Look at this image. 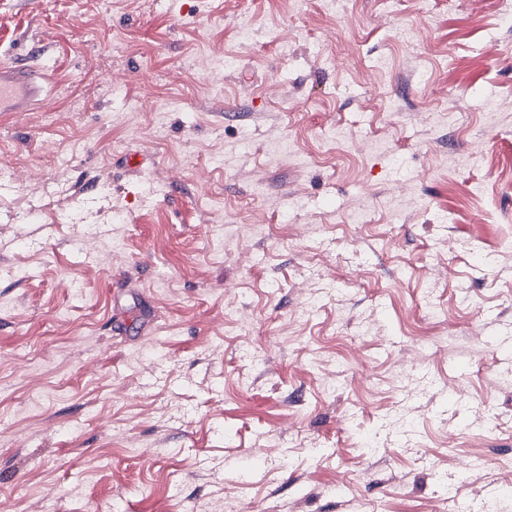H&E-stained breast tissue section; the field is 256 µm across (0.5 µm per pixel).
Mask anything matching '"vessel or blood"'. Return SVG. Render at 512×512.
Segmentation results:
<instances>
[{
	"mask_svg": "<svg viewBox=\"0 0 512 512\" xmlns=\"http://www.w3.org/2000/svg\"><path fill=\"white\" fill-rule=\"evenodd\" d=\"M40 49L0 65V112H27L49 101L48 75L39 65Z\"/></svg>",
	"mask_w": 512,
	"mask_h": 512,
	"instance_id": "b4317fda",
	"label": "vessel or blood"
}]
</instances>
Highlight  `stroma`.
Segmentation results:
<instances>
[{
	"label": "stroma",
	"mask_w": 512,
	"mask_h": 512,
	"mask_svg": "<svg viewBox=\"0 0 512 512\" xmlns=\"http://www.w3.org/2000/svg\"><path fill=\"white\" fill-rule=\"evenodd\" d=\"M512 0H0V512H512ZM42 51L33 47L27 56L0 65V112H28L49 101V76L38 63Z\"/></svg>",
	"instance_id": "1"
}]
</instances>
